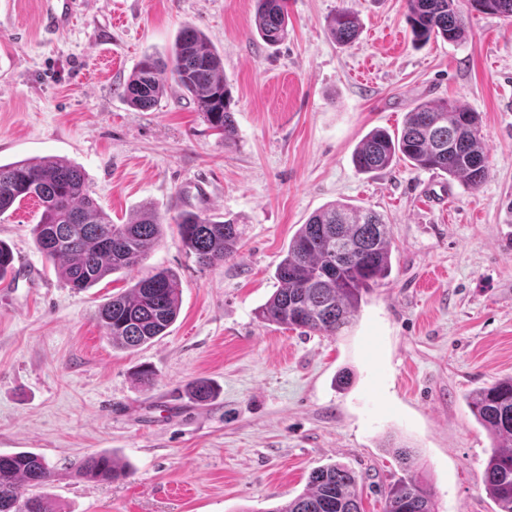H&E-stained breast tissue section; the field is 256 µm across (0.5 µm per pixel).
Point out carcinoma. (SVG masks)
I'll use <instances>...</instances> for the list:
<instances>
[{"mask_svg":"<svg viewBox=\"0 0 512 512\" xmlns=\"http://www.w3.org/2000/svg\"><path fill=\"white\" fill-rule=\"evenodd\" d=\"M477 11L512 18V0H469ZM413 38L450 43L467 38L459 0H406ZM286 0H257L258 35L274 46L288 38ZM332 38L354 42L360 33L355 14L341 7L325 19ZM158 59L144 54L124 86L132 107L152 109L166 83ZM170 74L193 100L209 127L230 142L237 136L224 63L211 40L193 26L184 27L170 55ZM396 159L434 171L475 188L489 175L478 113L446 100L415 104L399 131L376 127L360 141L352 156L363 173L380 172ZM35 199L41 207L32 228L38 250L73 288L93 287L110 274L138 267L162 238L161 217L150 209L127 224H114L91 196L83 170L60 158L0 163V216L15 204ZM183 246L203 266L234 257L243 230L232 219L183 212L176 219ZM390 225L372 210L337 202L314 212L288 243L278 264V287L259 308L264 323L341 336L355 322L364 293L391 273ZM179 282L169 269L134 277V283L99 308L97 319L112 344L136 348L166 334L180 311ZM476 420L487 430L492 452L484 485L499 512H512V377L480 387L467 396ZM88 481H112L127 475L126 466L106 453H93L71 467ZM43 456L31 451L0 455V512H54L45 498L24 496L26 488L54 481ZM270 512H361L353 471L340 464L311 471L306 490ZM383 512H435L430 486L413 475L388 488Z\"/></svg>","mask_w":512,"mask_h":512,"instance_id":"obj_1","label":"carcinoma"}]
</instances>
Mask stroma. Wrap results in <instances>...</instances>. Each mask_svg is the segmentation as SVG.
Wrapping results in <instances>:
<instances>
[{
    "label": "stroma",
    "mask_w": 512,
    "mask_h": 512,
    "mask_svg": "<svg viewBox=\"0 0 512 512\" xmlns=\"http://www.w3.org/2000/svg\"><path fill=\"white\" fill-rule=\"evenodd\" d=\"M55 2L0 0V162L81 167L116 224L157 212L166 229L143 266L177 274L181 308L166 336L114 347L96 312L132 273L74 290L36 247L37 202L1 215L14 269L0 281V454L44 455L59 476L41 493L61 512H272L334 462L355 473L363 512H382L406 447L436 512H498L484 486L492 440L466 396L512 376V18L462 0L465 42L417 44L405 0H287L288 38L269 46L256 0H88L50 30ZM342 7L360 22L347 46L325 28ZM188 25L224 59L233 143L176 84L148 111L121 95L142 56L167 59ZM427 99L479 114V186L402 161L354 167L369 130L400 129ZM335 201L390 224V276L345 335L262 323L289 240ZM185 210L236 219L238 254L199 265L174 227ZM144 366L148 388L134 378ZM197 380L215 398L194 401ZM103 451L128 476L72 475Z\"/></svg>",
    "instance_id": "35a3bbf8"
}]
</instances>
